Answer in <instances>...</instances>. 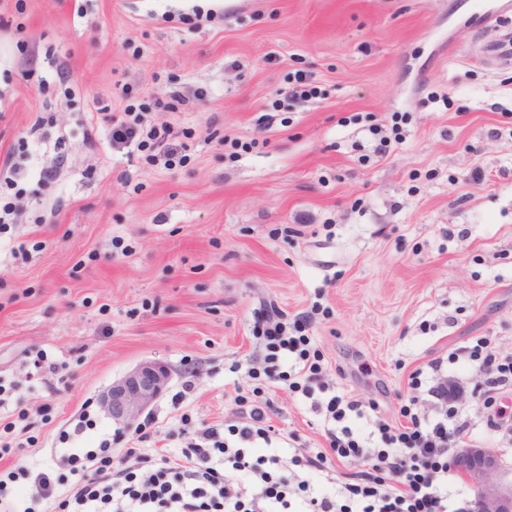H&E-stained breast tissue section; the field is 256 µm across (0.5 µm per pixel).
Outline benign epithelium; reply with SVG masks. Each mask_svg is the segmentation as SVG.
Listing matches in <instances>:
<instances>
[{
	"label": "benign epithelium",
	"instance_id": "1",
	"mask_svg": "<svg viewBox=\"0 0 512 512\" xmlns=\"http://www.w3.org/2000/svg\"><path fill=\"white\" fill-rule=\"evenodd\" d=\"M173 371L155 360H143L99 396L100 408L118 425L133 428L167 389ZM451 466L476 492L478 512H512L511 470L500 455L466 443L453 450Z\"/></svg>",
	"mask_w": 512,
	"mask_h": 512
}]
</instances>
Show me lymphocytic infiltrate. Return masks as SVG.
Segmentation results:
<instances>
[{"label": "lymphocytic infiltrate", "mask_w": 512, "mask_h": 512, "mask_svg": "<svg viewBox=\"0 0 512 512\" xmlns=\"http://www.w3.org/2000/svg\"><path fill=\"white\" fill-rule=\"evenodd\" d=\"M97 121L109 143L173 152L171 126L144 129L104 107ZM273 317L270 311L255 314L263 361H248L245 372H264L269 382L287 380L301 391L322 419L325 450L312 454L297 447L293 433L276 436L267 423L270 402L257 401L227 436L212 426L184 428V444L171 455L124 449L123 459L137 464L133 470L113 467L109 434L94 449H56L53 467L23 468L24 486L12 489L0 480V512H36L45 500L53 501L55 512H475V500L448 492L454 483L449 443L472 435L473 428L457 408L463 388L446 365L460 362L481 373L485 426L508 448L512 422L494 406L498 394L512 388V355H498L481 338L462 353L429 360L411 373L401 407L405 422L396 426L379 417L376 402L330 393L320 355L309 349L308 319H299L289 333ZM289 442L294 452L286 451ZM351 458L362 459L367 470L337 482V462ZM69 474L76 482L65 494Z\"/></svg>", "instance_id": "lymphocytic-infiltrate-1"}]
</instances>
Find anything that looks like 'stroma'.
I'll list each match as a JSON object with an SVG mask.
<instances>
[{"instance_id": "1", "label": "stroma", "mask_w": 512, "mask_h": 512, "mask_svg": "<svg viewBox=\"0 0 512 512\" xmlns=\"http://www.w3.org/2000/svg\"><path fill=\"white\" fill-rule=\"evenodd\" d=\"M512 0H0V160L27 136L58 182L0 226V479L51 464L83 413L143 360L173 370L150 410L173 451L192 426L269 423L325 449L310 401L233 371L260 349L253 313L315 310L336 391L400 424L408 376L489 337L512 354V66L483 52ZM305 73L309 97L282 91ZM174 159L87 140L92 99L146 92ZM23 246L26 258L11 248ZM43 359L45 370L33 362Z\"/></svg>"}]
</instances>
